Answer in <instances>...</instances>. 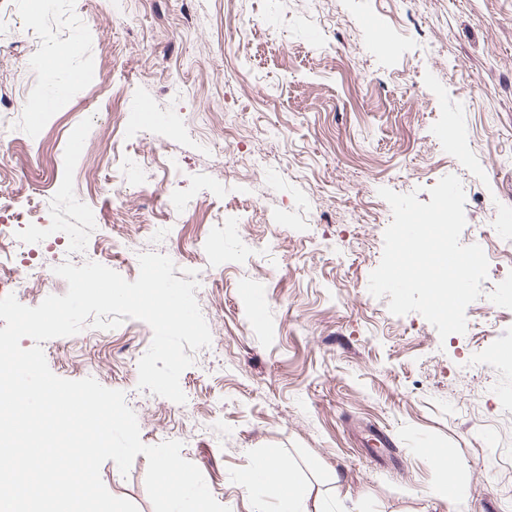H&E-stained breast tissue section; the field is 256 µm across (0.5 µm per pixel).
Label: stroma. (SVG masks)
<instances>
[{
	"label": "stroma",
	"instance_id": "stroma-1",
	"mask_svg": "<svg viewBox=\"0 0 512 512\" xmlns=\"http://www.w3.org/2000/svg\"><path fill=\"white\" fill-rule=\"evenodd\" d=\"M53 2L67 31L45 29L32 0H0L18 22L0 39V100L15 112L0 140L5 219L41 199L44 223L85 225L98 263L130 281L138 266L106 236L113 212L168 225L142 248L207 272L195 296L211 308V344L180 377L182 405L139 389L152 339L129 318L44 341L50 370L123 391L142 442H182L230 512H278L274 490L252 482L265 460L292 466L309 512H512V356L486 362L492 345L512 348V291L484 289L446 342L368 291L392 221L380 188L426 203L454 174L467 223L512 231V0H340L347 29L320 20L315 0ZM425 25L436 47L419 40ZM74 41L81 52L47 78V49ZM95 68L101 96L79 78ZM39 97L54 103L35 122ZM144 102L159 121L114 135L113 114ZM88 136L113 152L81 156ZM228 140L241 161H226ZM116 154L155 160L153 177L123 180ZM367 201L378 209L364 228ZM249 210L222 260L199 248L216 215ZM433 448L456 464V505L438 492L449 475ZM147 465L101 467L138 512H154Z\"/></svg>",
	"mask_w": 512,
	"mask_h": 512
}]
</instances>
